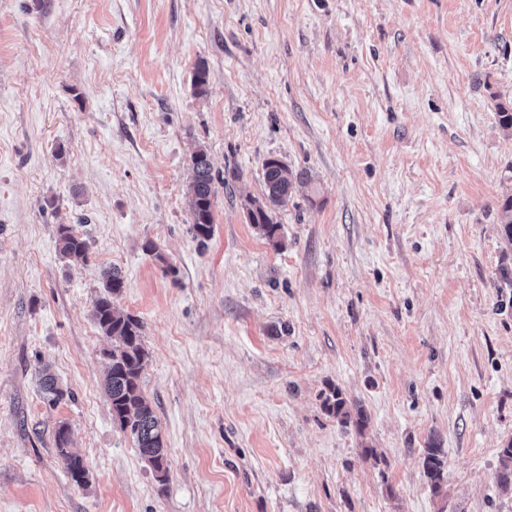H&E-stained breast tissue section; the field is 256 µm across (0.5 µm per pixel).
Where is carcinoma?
<instances>
[{
    "mask_svg": "<svg viewBox=\"0 0 512 512\" xmlns=\"http://www.w3.org/2000/svg\"><path fill=\"white\" fill-rule=\"evenodd\" d=\"M193 180L191 183L192 230L195 235L208 239L213 231L212 205L215 197L213 187L212 164L203 150L196 152L192 159ZM265 202H252L248 209L251 224L273 238L277 224L272 216L273 209L288 203L293 189V181L287 165L279 160L264 163ZM60 251L63 256L85 262L90 253V242L76 233L72 225H57ZM104 293L93 303V316L102 333L112 339V349L106 352L109 367L105 378V392L112 411V422L123 432H130L142 458L153 471L160 469V460L166 456L162 439V427L153 407L144 397L141 379L145 367L146 351L143 346V324L128 314L119 311L113 304L112 296L124 288V279L115 269L104 272ZM41 387L50 402L63 398L64 392L56 387L55 378L45 373ZM326 411L334 415L343 424L354 423L358 430L366 427L367 416L359 409L351 414L346 401L339 391L324 400ZM55 449L67 474L73 482L84 485L88 482V470L82 457L72 452L69 443L62 439V429L55 433ZM443 450L433 442L426 449L423 468L430 480L434 492L443 487ZM497 483L508 488L512 486V441H508L500 451V466L497 471Z\"/></svg>",
    "mask_w": 512,
    "mask_h": 512,
    "instance_id": "carcinoma-1",
    "label": "carcinoma"
}]
</instances>
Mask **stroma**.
<instances>
[{
    "mask_svg": "<svg viewBox=\"0 0 512 512\" xmlns=\"http://www.w3.org/2000/svg\"><path fill=\"white\" fill-rule=\"evenodd\" d=\"M501 103L512 0H0V512H512ZM270 158L296 181L271 239L247 218ZM61 224L87 262L62 257ZM113 267L162 484L103 389ZM335 390L364 430L324 410ZM191 183L192 230L196 237L209 239L213 231L212 205L215 197L212 164L204 150L196 152L192 159ZM60 251L63 256L87 262L90 242L76 233L72 225L61 224L57 227ZM65 425L60 426L55 433V449L57 456L61 459L67 474L77 485H85L88 482V470L84 465L82 457L72 452L69 448V441L64 442L62 439V429ZM63 436L70 440V430L63 429ZM443 450L434 441L426 448L423 458V468L426 477L430 480L433 492L438 493L443 487Z\"/></svg>",
    "mask_w": 512,
    "mask_h": 512,
    "instance_id": "35a3bbf8",
    "label": "stroma"
}]
</instances>
